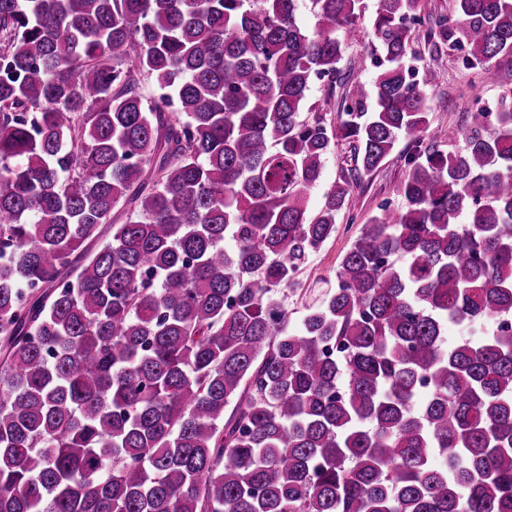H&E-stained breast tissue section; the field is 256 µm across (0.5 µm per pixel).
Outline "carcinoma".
Wrapping results in <instances>:
<instances>
[{"label":"carcinoma","mask_w":512,"mask_h":512,"mask_svg":"<svg viewBox=\"0 0 512 512\" xmlns=\"http://www.w3.org/2000/svg\"><path fill=\"white\" fill-rule=\"evenodd\" d=\"M298 2L0 0V512H512V90L422 146L420 0H379V75L309 120L362 0ZM427 39L490 77L512 0ZM402 137L403 206L292 324L326 157Z\"/></svg>","instance_id":"carcinoma-1"}]
</instances>
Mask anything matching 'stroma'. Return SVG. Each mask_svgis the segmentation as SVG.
Masks as SVG:
<instances>
[{
	"instance_id": "obj_1",
	"label": "stroma",
	"mask_w": 512,
	"mask_h": 512,
	"mask_svg": "<svg viewBox=\"0 0 512 512\" xmlns=\"http://www.w3.org/2000/svg\"><path fill=\"white\" fill-rule=\"evenodd\" d=\"M365 12L359 21L357 39L346 42L340 69L352 79L372 84L380 72L373 48L375 36L371 19L377 0H363ZM450 0H421L422 22L413 32L414 46L422 53L418 62V78L423 83L430 108V129L445 147H463V130L470 124L473 112L482 101L499 102L512 89V54L503 55L494 63V77L464 67L463 50H427L424 35L428 24L444 13ZM408 139H399L394 151L376 172L365 176L353 193V204L336 218V232L314 254L298 275L299 289L289 295L288 309L293 322H300L308 306L315 304L329 290L330 282L344 254L360 234L364 224L378 213L383 202L399 205L398 187L406 172L405 157L412 152Z\"/></svg>"
}]
</instances>
